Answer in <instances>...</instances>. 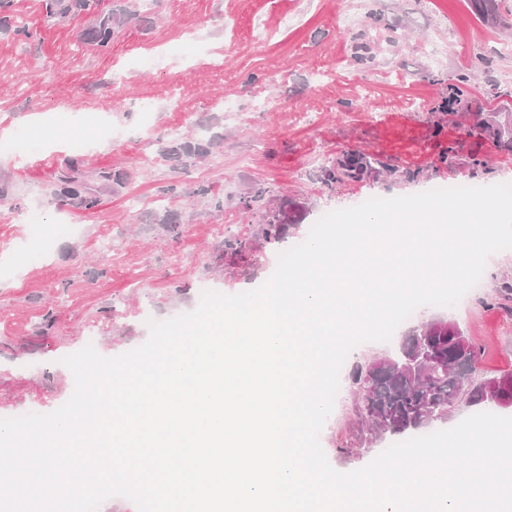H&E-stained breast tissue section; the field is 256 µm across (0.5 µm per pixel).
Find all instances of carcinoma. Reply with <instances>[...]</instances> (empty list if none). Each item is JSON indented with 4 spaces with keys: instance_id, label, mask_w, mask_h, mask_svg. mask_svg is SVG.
Here are the masks:
<instances>
[{
    "instance_id": "cac0c4a2",
    "label": "carcinoma",
    "mask_w": 512,
    "mask_h": 512,
    "mask_svg": "<svg viewBox=\"0 0 512 512\" xmlns=\"http://www.w3.org/2000/svg\"><path fill=\"white\" fill-rule=\"evenodd\" d=\"M12 0H0V28L14 29L29 36L26 29L14 24L10 12ZM45 16L66 18L80 13L97 17L85 39L100 50H108L112 41L131 19L125 11L103 13L99 0H43ZM478 128L483 134L501 141L512 135V129L484 120ZM212 140H174L165 154L178 164L188 166L209 154ZM78 161L72 159L67 171L55 183L53 195L61 201H72L86 209L95 207L98 199L87 185L74 175ZM372 171L369 158L350 153L323 170L322 182L331 186L343 179L361 180ZM291 225V216L283 207L270 209L261 227L265 245L282 242ZM231 253L244 260L251 256L256 244L250 239L228 243ZM479 356L474 344L454 322L433 319L401 338L395 353L389 357L356 363L349 373L350 386L359 395V414L368 423L372 439L388 437L397 440L448 420L449 408L460 399L472 406L501 408L512 398V389L500 386L488 390L494 379L474 378Z\"/></svg>"
}]
</instances>
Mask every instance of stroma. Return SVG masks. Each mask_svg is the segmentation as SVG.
<instances>
[{"instance_id": "1", "label": "stroma", "mask_w": 512, "mask_h": 512, "mask_svg": "<svg viewBox=\"0 0 512 512\" xmlns=\"http://www.w3.org/2000/svg\"><path fill=\"white\" fill-rule=\"evenodd\" d=\"M137 11L102 52L86 43L91 16L46 21L42 0H14L30 35L0 29V142L23 137L28 166L0 154V418L48 414L72 395L63 356L83 348L114 357L144 344L148 319L195 310L199 288L235 295L262 285L278 253L258 246L250 265L232 264L230 241L254 237L269 208L242 200L262 188L299 208L285 245L304 241L325 213L357 206L364 192L389 198L435 183H512V144L480 135L481 120L512 126V9L479 18L470 0H101ZM380 15L369 26V12ZM163 50L151 74L142 55ZM287 73L273 84L278 73ZM187 90L181 108L170 84ZM461 87L454 110L444 102ZM232 104L221 111L219 101ZM125 139H101L102 125ZM207 129L214 145L181 170L164 153L174 139ZM88 144L76 154L72 140ZM366 152L380 173L327 189L322 169ZM99 198L87 209L55 200L70 159ZM124 167L125 185L101 171ZM140 204L128 210V197ZM42 213L39 223L26 213ZM170 215L174 229L158 223ZM75 227L68 236L56 226ZM46 240L49 260L34 246ZM512 249L491 255L480 281L453 307L415 311L457 323L479 351L480 376L512 372ZM353 390H344L320 443L342 473L365 467L389 439L370 445Z\"/></svg>"}]
</instances>
